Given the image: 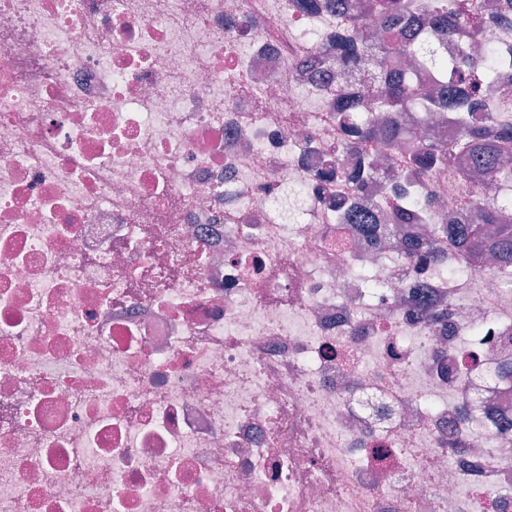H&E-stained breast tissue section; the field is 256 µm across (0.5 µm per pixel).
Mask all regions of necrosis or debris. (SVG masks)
<instances>
[{
	"label": "necrosis or debris",
	"mask_w": 512,
	"mask_h": 512,
	"mask_svg": "<svg viewBox=\"0 0 512 512\" xmlns=\"http://www.w3.org/2000/svg\"><path fill=\"white\" fill-rule=\"evenodd\" d=\"M336 37L291 0H0V512H489L497 418L452 358L512 327L475 273L423 278L339 219L317 158L336 97L295 67ZM436 217L470 185L429 175ZM459 449H448L449 440Z\"/></svg>",
	"instance_id": "necrosis-or-debris-1"
}]
</instances>
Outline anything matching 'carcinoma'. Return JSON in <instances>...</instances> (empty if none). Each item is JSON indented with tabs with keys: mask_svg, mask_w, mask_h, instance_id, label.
Instances as JSON below:
<instances>
[{
	"mask_svg": "<svg viewBox=\"0 0 512 512\" xmlns=\"http://www.w3.org/2000/svg\"><path fill=\"white\" fill-rule=\"evenodd\" d=\"M326 8L336 15V23L346 35L336 38L332 48L314 57L318 68L351 74L364 72L371 65L379 71L392 69L407 57H419L445 78V88L426 97L403 73L382 82L372 76L365 81L359 97L336 101V119L344 133V147L351 153L371 139L387 143L407 140L404 165L423 182L431 170L448 169L455 158L468 161L452 170L460 180L473 184L474 192L466 205L472 207L473 223L458 224L442 219L431 234L422 236L415 225L424 223L430 205L400 200L386 217L371 208L359 209L348 196H336V208L344 213V223L336 225V247L346 246L349 231H357L369 240L385 245L390 232L386 219L408 224L412 242L407 259L419 270L430 269L434 289L448 287V257L456 259L458 274L472 272L486 255L497 264L512 269V223L504 222L496 190L512 179V169L502 165V157L512 154V117L502 99L495 110H488L493 82L485 78L481 58L472 45L457 44L459 29L469 27L471 35L494 26L509 25L505 16L485 17L475 0H424L411 5L406 0H329ZM372 17L380 36L370 40L363 34L364 18ZM451 81H446V77ZM374 102L382 113L381 122L362 119L366 100ZM454 116V129L448 140H427L416 135L405 121L406 114L426 102ZM380 172L372 158L353 169L326 165L317 173L321 188L332 187L344 179L358 187ZM458 370L485 375L512 386V353L496 358L485 366L480 353L461 351Z\"/></svg>",
	"mask_w": 512,
	"mask_h": 512,
	"instance_id": "carcinoma-1",
	"label": "carcinoma"
}]
</instances>
